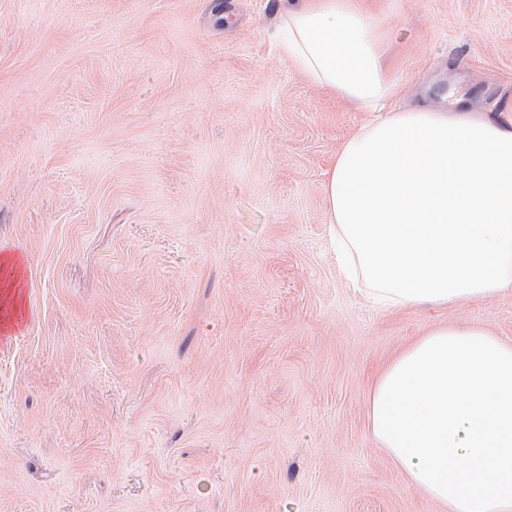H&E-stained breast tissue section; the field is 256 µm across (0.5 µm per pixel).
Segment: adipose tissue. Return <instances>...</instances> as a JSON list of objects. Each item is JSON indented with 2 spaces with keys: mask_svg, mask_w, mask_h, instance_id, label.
<instances>
[{
  "mask_svg": "<svg viewBox=\"0 0 512 512\" xmlns=\"http://www.w3.org/2000/svg\"><path fill=\"white\" fill-rule=\"evenodd\" d=\"M285 59L373 111L396 89L378 21L356 0H288ZM341 271L375 304L451 306L512 290V119L417 106L361 125L325 183ZM369 430L445 512H512V343L430 328L375 380Z\"/></svg>",
  "mask_w": 512,
  "mask_h": 512,
  "instance_id": "obj_1",
  "label": "adipose tissue"
}]
</instances>
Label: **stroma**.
<instances>
[{
	"label": "stroma",
	"mask_w": 512,
	"mask_h": 512,
	"mask_svg": "<svg viewBox=\"0 0 512 512\" xmlns=\"http://www.w3.org/2000/svg\"><path fill=\"white\" fill-rule=\"evenodd\" d=\"M283 0H0V512H441L368 428L438 324L340 277L336 151L369 113L286 62ZM398 105L512 116V0H360Z\"/></svg>",
	"instance_id": "35a3bbf8"
}]
</instances>
